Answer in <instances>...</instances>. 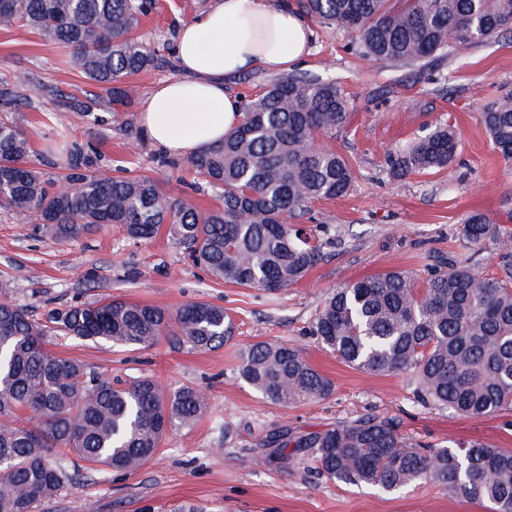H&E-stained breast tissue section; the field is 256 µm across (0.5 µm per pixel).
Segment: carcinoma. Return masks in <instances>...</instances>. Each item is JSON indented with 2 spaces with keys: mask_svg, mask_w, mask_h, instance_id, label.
Instances as JSON below:
<instances>
[{
  "mask_svg": "<svg viewBox=\"0 0 512 512\" xmlns=\"http://www.w3.org/2000/svg\"><path fill=\"white\" fill-rule=\"evenodd\" d=\"M320 23L351 37L365 60L423 68L453 50L512 34V0H301ZM154 0H0V28L25 27L69 51L71 63L109 95L113 122L127 125L130 90L122 81L166 60L133 36ZM28 78L0 79V112L30 103ZM58 111H92L50 87ZM243 117L224 142L186 157L194 178L223 191L222 205L199 209L148 177H114L86 148L71 143L64 174L46 180L31 138L0 118V206L38 224L51 239L75 242L108 224L128 239L160 233L216 279L276 292L299 283L325 257V243L295 220L315 201L345 196L354 170L335 146L349 117L336 82L300 74L271 81L242 104ZM492 145L512 161V95L483 106ZM456 137L436 127L386 154L394 178L441 171L453 162ZM459 233L471 247L495 238L497 271L472 259L438 258L427 276L388 271L345 283L315 318L314 334L343 362L379 374L416 376L419 397L462 415L512 408V234L481 212ZM223 307L191 302L175 312L110 299L50 311L45 321L10 300L0 281V512H33L71 475L55 459L64 451L114 472H134L167 429L190 425L207 409L192 387L172 393L150 377L116 385L81 360L57 356L49 336L115 346H173L209 351L232 338ZM240 377L276 404L328 397L332 383L300 349L260 342L241 356ZM306 448L323 474L345 484L391 491L431 481L452 496L512 512V450L476 442L430 453L398 424L375 417L296 434H268L261 447Z\"/></svg>",
  "mask_w": 512,
  "mask_h": 512,
  "instance_id": "obj_1",
  "label": "carcinoma"
}]
</instances>
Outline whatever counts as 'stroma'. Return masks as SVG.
<instances>
[{"instance_id": "obj_1", "label": "stroma", "mask_w": 512, "mask_h": 512, "mask_svg": "<svg viewBox=\"0 0 512 512\" xmlns=\"http://www.w3.org/2000/svg\"><path fill=\"white\" fill-rule=\"evenodd\" d=\"M211 0H158L135 31L166 63L126 78L132 104L128 130L115 128L105 108L92 115L57 111L47 86L78 96L96 86L67 65L56 45L19 27L0 29V78L28 77V106L13 118L28 132L46 180L63 173L64 149L46 152L57 126L91 146L98 163L123 177L147 176L171 194L208 208L211 189H194L176 155L150 141L139 121L143 99L159 82L179 76L174 48L182 23ZM312 52L296 73H328L349 101V117L335 145L355 170L349 194L313 203L307 227L327 240V256L300 283L271 294L212 278L166 236L131 242L112 224L76 242H53L34 224L0 208V280L10 281L15 303L41 319L78 302L120 298L176 310L206 301L224 307L235 334L223 348L196 351L159 342L150 348H120L56 336L53 353L84 361L112 380L143 376L165 390L191 386L207 397L206 413L192 426L169 431L138 470H76L73 480L35 512H484L483 503L451 497L431 482L393 492L345 485L321 475L311 452L286 455L260 447L266 434L321 431L373 416L394 421L413 440L437 448L473 442L512 450V410L473 418L421 403L408 372L374 374L352 368L325 350L313 334L316 314L332 289L390 269L425 277L434 256L473 257L495 269L499 244L490 239L467 248L458 233L473 210L512 232V165L489 141L479 113L487 102L512 92V36L457 49L423 72L363 60L340 30L312 26ZM451 126L456 160L448 170L391 178L390 147ZM257 342L301 348L309 363L329 378L324 399L278 405L239 376L242 352Z\"/></svg>"}]
</instances>
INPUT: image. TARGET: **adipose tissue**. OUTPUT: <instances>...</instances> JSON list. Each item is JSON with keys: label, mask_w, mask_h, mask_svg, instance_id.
I'll list each match as a JSON object with an SVG mask.
<instances>
[{"label": "adipose tissue", "mask_w": 512, "mask_h": 512, "mask_svg": "<svg viewBox=\"0 0 512 512\" xmlns=\"http://www.w3.org/2000/svg\"><path fill=\"white\" fill-rule=\"evenodd\" d=\"M311 36L308 19L287 0H215L180 27L175 56L181 74L147 95L142 128L174 155L221 143L242 118L241 101L226 79L255 67L292 69L308 55Z\"/></svg>", "instance_id": "ef3b65f1"}]
</instances>
